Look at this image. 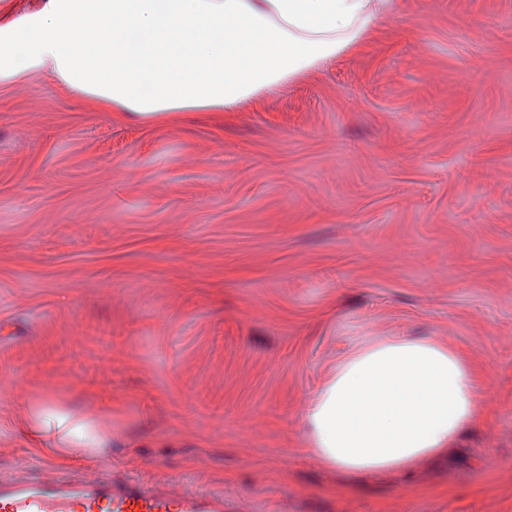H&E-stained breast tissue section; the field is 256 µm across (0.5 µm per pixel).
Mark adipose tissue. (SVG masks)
Here are the masks:
<instances>
[{
    "label": "adipose tissue",
    "instance_id": "adipose-tissue-1",
    "mask_svg": "<svg viewBox=\"0 0 512 512\" xmlns=\"http://www.w3.org/2000/svg\"><path fill=\"white\" fill-rule=\"evenodd\" d=\"M389 0H51L27 32L0 30V80L40 72L123 114L225 112L361 45ZM480 370L433 339L347 357L312 396V450L346 472L410 470L486 413ZM36 442L96 459L112 432L69 413L29 416Z\"/></svg>",
    "mask_w": 512,
    "mask_h": 512
}]
</instances>
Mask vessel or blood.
Masks as SVG:
<instances>
[{
    "mask_svg": "<svg viewBox=\"0 0 512 512\" xmlns=\"http://www.w3.org/2000/svg\"><path fill=\"white\" fill-rule=\"evenodd\" d=\"M0 512H233L223 492L111 470L75 479L0 473Z\"/></svg>",
    "mask_w": 512,
    "mask_h": 512,
    "instance_id": "1",
    "label": "vessel or blood"
}]
</instances>
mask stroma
Wrapping results in <instances>:
<instances>
[{
    "mask_svg": "<svg viewBox=\"0 0 512 512\" xmlns=\"http://www.w3.org/2000/svg\"><path fill=\"white\" fill-rule=\"evenodd\" d=\"M437 338L487 424L346 474L303 413L349 353ZM119 436L64 460L16 426ZM161 476L240 512H512V0H395L363 45L240 112L113 118L0 82V471ZM34 441L63 458L96 459L112 448V430L69 413L52 410L28 414Z\"/></svg>",
    "mask_w": 512,
    "mask_h": 512,
    "instance_id": "obj_1",
    "label": "stroma"
}]
</instances>
